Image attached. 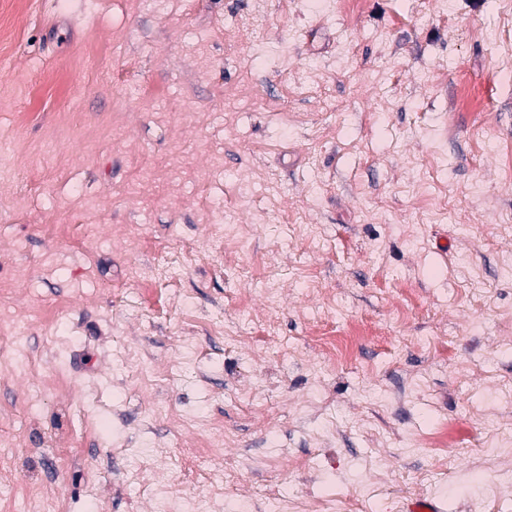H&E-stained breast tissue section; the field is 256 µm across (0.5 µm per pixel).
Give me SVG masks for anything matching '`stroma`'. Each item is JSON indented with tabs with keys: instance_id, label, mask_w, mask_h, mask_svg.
<instances>
[{
	"instance_id": "35a3bbf8",
	"label": "stroma",
	"mask_w": 512,
	"mask_h": 512,
	"mask_svg": "<svg viewBox=\"0 0 512 512\" xmlns=\"http://www.w3.org/2000/svg\"><path fill=\"white\" fill-rule=\"evenodd\" d=\"M10 30L0 512H156L153 452L205 512H512V0H21ZM210 439L219 492L175 468Z\"/></svg>"
}]
</instances>
